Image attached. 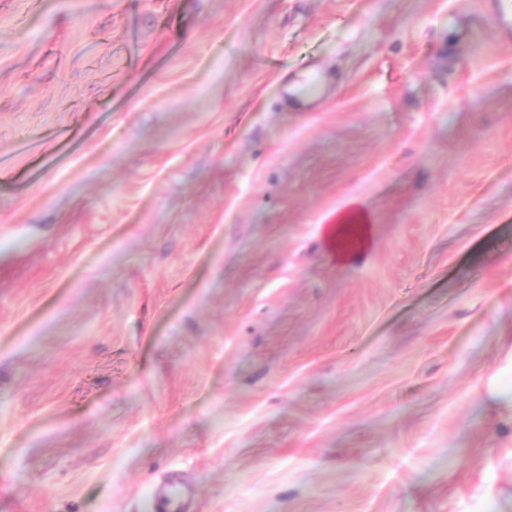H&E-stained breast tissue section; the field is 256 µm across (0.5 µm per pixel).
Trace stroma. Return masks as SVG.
Segmentation results:
<instances>
[{
  "label": "stroma",
  "mask_w": 512,
  "mask_h": 512,
  "mask_svg": "<svg viewBox=\"0 0 512 512\" xmlns=\"http://www.w3.org/2000/svg\"><path fill=\"white\" fill-rule=\"evenodd\" d=\"M509 336L495 0H0V512H512ZM329 219L331 224L325 228V240L335 252L336 261L346 263L362 256L370 244L373 219L370 212L357 199H351ZM350 230L354 232V241L344 246L343 239ZM505 360L506 364L491 379L489 396L499 411L512 412V343Z\"/></svg>",
  "instance_id": "35a3bbf8"
}]
</instances>
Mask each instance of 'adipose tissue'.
Segmentation results:
<instances>
[{
  "instance_id": "1",
  "label": "adipose tissue",
  "mask_w": 512,
  "mask_h": 512,
  "mask_svg": "<svg viewBox=\"0 0 512 512\" xmlns=\"http://www.w3.org/2000/svg\"><path fill=\"white\" fill-rule=\"evenodd\" d=\"M330 219L325 229V240L334 251L337 262L345 263L362 256L370 244V212L353 199L332 213Z\"/></svg>"
}]
</instances>
